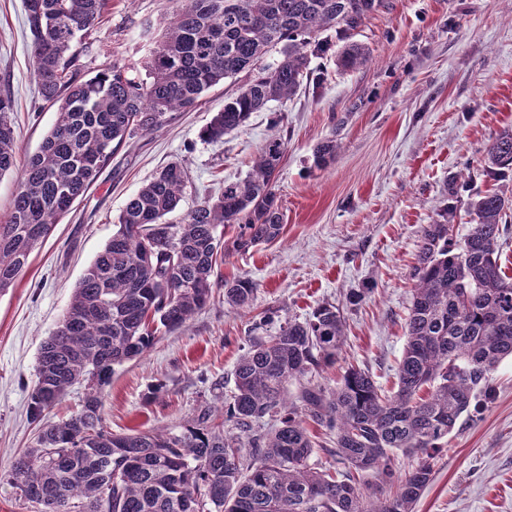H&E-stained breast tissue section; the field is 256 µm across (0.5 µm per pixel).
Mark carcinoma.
<instances>
[{"mask_svg":"<svg viewBox=\"0 0 512 512\" xmlns=\"http://www.w3.org/2000/svg\"><path fill=\"white\" fill-rule=\"evenodd\" d=\"M376 3L383 0H176L145 81L118 61L84 74L82 58L111 0H24L31 71L41 100L57 113L38 151L19 165L12 99L0 94V175L18 171L10 210L0 216V293L136 133L163 128L170 113L195 108L208 90L248 71L245 87L201 131L206 141L224 139L252 113L296 93L323 30L350 34ZM279 44L282 59L264 63ZM368 59V49L349 44L336 66L350 70ZM336 149L334 139L321 143L315 165ZM284 152L282 140L266 142L244 179L203 199L180 224L167 220L185 187L177 163L126 201L118 229L38 357L33 416L83 382L81 409L43 425L1 484L39 512H414L440 441L512 357V277L499 263L512 199L494 189L471 202L477 224L464 237L445 222L423 229L392 390L353 367L333 389L314 381L336 362L346 333L342 309L322 305L302 322L269 310L259 320L269 326L265 336L236 362L223 410L200 409L179 433L118 434L104 424L103 386L115 366L144 354L161 332L186 327L221 283L228 303H252L256 283L219 279L218 261L280 238L274 179ZM485 164L497 174L512 171V127L495 137ZM228 228L235 230L229 238ZM292 381L301 384L296 403L287 400ZM278 414L279 427L255 430ZM308 417L334 435L343 468L310 466L316 441ZM401 455L414 459L405 471ZM369 472L376 491L390 494L363 490Z\"/></svg>","mask_w":512,"mask_h":512,"instance_id":"carcinoma-1","label":"carcinoma"}]
</instances>
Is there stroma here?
<instances>
[{"mask_svg": "<svg viewBox=\"0 0 512 512\" xmlns=\"http://www.w3.org/2000/svg\"><path fill=\"white\" fill-rule=\"evenodd\" d=\"M168 18L167 0H112L99 40L83 58L85 74L112 59L144 65ZM320 40L323 51L310 63L320 85L303 81L291 99L252 113L222 142L200 133L247 73L211 88L192 111L173 113L161 130L137 133L0 294V474L32 446L41 422L65 418L82 402L85 388L76 385L40 421L30 417L40 348L128 198L179 163L186 187L170 219L181 222L198 201L244 178L273 138L286 143L276 173L283 234L226 254L219 266L224 278L256 283L252 306L229 305L223 287H215L187 328L157 336L140 358L115 368L104 421L116 433H177L200 406L229 401L248 326L267 310L303 320L323 304L343 307L346 336L318 382L335 387L354 365L392 389L423 228L444 210L455 234L465 236L476 222L469 204L477 195L494 188L512 197V177L496 180L484 170L494 138L512 127V0H384L351 35L329 28ZM351 41L370 58L338 70L336 57ZM31 52L23 0H0V90L13 101L22 158L55 120L38 96ZM329 138L338 144L336 157L315 166L314 150ZM455 181L468 187L452 203L448 186ZM365 285L372 293L346 307V291ZM490 386L479 410L442 441L434 479L414 512H512L511 358Z\"/></svg>", "mask_w": 512, "mask_h": 512, "instance_id": "1", "label": "stroma"}]
</instances>
